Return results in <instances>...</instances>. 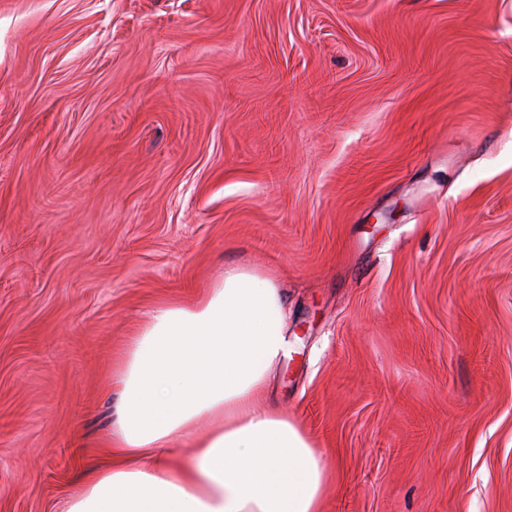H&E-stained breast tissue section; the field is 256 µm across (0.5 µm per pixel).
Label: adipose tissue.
<instances>
[{
	"label": "adipose tissue",
	"instance_id": "obj_1",
	"mask_svg": "<svg viewBox=\"0 0 512 512\" xmlns=\"http://www.w3.org/2000/svg\"><path fill=\"white\" fill-rule=\"evenodd\" d=\"M287 318L271 273L245 266L154 309L112 378L102 463L62 512H323L331 475L267 396L293 348Z\"/></svg>",
	"mask_w": 512,
	"mask_h": 512
}]
</instances>
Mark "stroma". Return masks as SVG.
I'll return each instance as SVG.
<instances>
[{
  "instance_id": "35a3bbf8",
  "label": "stroma",
  "mask_w": 512,
  "mask_h": 512,
  "mask_svg": "<svg viewBox=\"0 0 512 512\" xmlns=\"http://www.w3.org/2000/svg\"><path fill=\"white\" fill-rule=\"evenodd\" d=\"M236 264L324 512H512V0H0V512H61Z\"/></svg>"
}]
</instances>
